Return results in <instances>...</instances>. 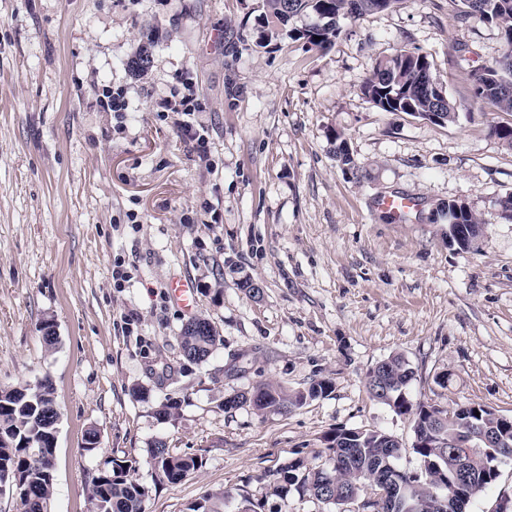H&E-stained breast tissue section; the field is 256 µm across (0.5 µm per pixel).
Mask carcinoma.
<instances>
[{"label": "carcinoma", "mask_w": 512, "mask_h": 512, "mask_svg": "<svg viewBox=\"0 0 512 512\" xmlns=\"http://www.w3.org/2000/svg\"><path fill=\"white\" fill-rule=\"evenodd\" d=\"M401 0H263L266 19L272 24L287 25L301 14H314L318 22L302 32L308 42L321 49L327 48L341 29V22L368 12H382L394 7ZM461 17L477 20L498 27L503 44V55L493 65L484 66L474 74L475 103H489L498 112L512 113V0H459ZM315 33L319 39L310 37ZM407 51L377 61L371 76L366 78L364 96L385 112L401 110L405 113L446 112L448 122L454 121L455 104L446 96L442 83L433 72L428 56L425 59L428 78L403 65ZM459 202H448V212L459 224H478L480 218L469 210H456ZM180 348L183 358L190 363L207 360L221 342V336L212 322L197 318V327H183ZM399 371L400 386L392 388L389 395L377 392L379 385L367 375L366 385L372 397L389 406L396 414L407 417L413 433L424 431L440 413L441 437L446 440L442 448H421L412 444V450L421 461L436 460L440 468L419 475L404 472L411 483L413 494L419 501V512H438L437 499H448V512H467L468 507L480 499L498 480L491 465L499 458L512 457V423L506 424L494 411L483 405L469 404L452 410L438 409L423 402L414 403L406 389L415 377V371L401 355L388 357ZM332 390V382L322 378L312 382L306 391H290L273 382H262L250 395L237 394L232 406L249 400L259 411L286 412L299 408L306 399L315 400ZM59 417L50 379H43L34 389L0 388V480L9 477L15 481L12 491L16 512H47L54 493V477L43 468L36 452L53 455L56 443L52 431ZM484 428L497 436L496 446L481 444L462 449L455 447L459 438ZM325 448L332 454V466H284V479L273 481L272 495L286 500L291 491L309 496L317 501L331 499L338 512H351L345 508V496L364 498L370 486L371 466L381 463L388 448L387 433L367 430L356 441L345 439V430L336 429L324 436ZM146 463L150 465L154 486L176 484L199 470L203 461L195 456L182 455L159 441L147 449ZM139 462L133 458H114L105 468L92 477L90 489L91 512H145L149 487L139 483L134 474ZM467 479L468 501L459 504L452 497L455 475ZM229 497L227 492H210L192 503L188 512H218L217 503Z\"/></svg>", "instance_id": "carcinoma-1"}]
</instances>
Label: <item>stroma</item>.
Wrapping results in <instances>:
<instances>
[{
    "label": "stroma",
    "instance_id": "stroma-1",
    "mask_svg": "<svg viewBox=\"0 0 512 512\" xmlns=\"http://www.w3.org/2000/svg\"><path fill=\"white\" fill-rule=\"evenodd\" d=\"M459 11L403 0L344 22L321 50L300 36L313 15L275 28L262 0H0V387L53 384L50 512H90L91 478L115 457L140 460L151 485L159 440L203 466L153 487L145 512H188L218 490L261 512H334L279 500L267 474L326 464L323 437L339 428L393 435L401 467L419 470L409 419L366 387L393 354L415 370L413 400L512 416V221L498 207L512 148L489 133L512 115L476 105L472 78L503 46ZM414 48L453 123L361 94L377 60ZM143 49L150 62L133 70ZM106 85L125 89L127 112L98 111ZM183 86L200 111H161ZM340 137L363 177L337 161ZM393 194L417 202L405 220L378 205ZM452 200L485 224L467 251L448 244ZM177 278L193 310L173 299ZM195 316L222 338L201 364L180 355ZM321 378L332 392L287 412L224 405L264 381ZM169 399L178 408L159 419Z\"/></svg>",
    "mask_w": 512,
    "mask_h": 512
}]
</instances>
